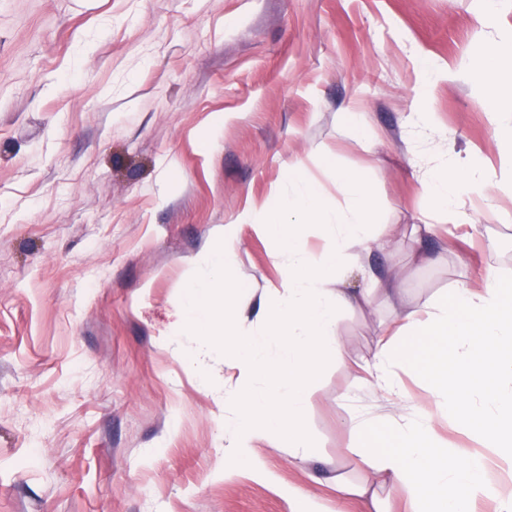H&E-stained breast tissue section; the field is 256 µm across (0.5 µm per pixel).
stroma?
<instances>
[{"label":"stroma","mask_w":512,"mask_h":512,"mask_svg":"<svg viewBox=\"0 0 512 512\" xmlns=\"http://www.w3.org/2000/svg\"><path fill=\"white\" fill-rule=\"evenodd\" d=\"M494 9L496 23L479 18ZM512 32V0H0V512H371L336 492L356 475L357 413L393 411L350 363L324 362L301 460L258 448L255 480L224 456V351L204 374L182 288L303 164L325 196L336 175L371 187L375 271L424 305L494 272L512 284V198L438 224L419 181L443 155L507 169L479 85L449 73L410 124L422 62L455 64ZM237 276L277 281L274 243L242 231ZM393 313L339 315L351 360ZM233 476H225L227 468Z\"/></svg>","instance_id":"1"}]
</instances>
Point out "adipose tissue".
<instances>
[{
    "instance_id": "ef3b65f1",
    "label": "adipose tissue",
    "mask_w": 512,
    "mask_h": 512,
    "mask_svg": "<svg viewBox=\"0 0 512 512\" xmlns=\"http://www.w3.org/2000/svg\"><path fill=\"white\" fill-rule=\"evenodd\" d=\"M490 103L489 118L504 142L512 144V38L483 44L464 64ZM490 179L474 170L461 175L445 158L440 175L421 181L422 192L454 220L464 217L460 196H487ZM336 190L346 204L330 207L320 186L303 176L299 164L288 167V185L242 224L224 228V250L211 260L224 302L222 315L190 299L206 323L200 351L222 346L230 352L233 386L224 392V455L244 464L259 480L270 473L255 450L259 445L285 448L298 458L311 454L304 416L312 386L325 361L347 362L339 338L338 315L374 301L393 303L401 291L393 278L376 274L361 258L372 241L388 233L371 221V189L354 172L336 175ZM275 241L279 269L276 283L241 287L234 272L242 229ZM319 231L324 245L314 250L309 237ZM359 265L365 288H345L351 265ZM275 298L276 306L260 329H242L251 307ZM425 375L436 412L383 427L382 444L366 438L369 421L354 419L358 439L357 479L337 475L336 489L384 512L382 491L402 492L403 512H473L481 498H492L494 512H512V493H494L486 479L490 462L512 476V290L495 274L484 285H459L451 295L401 311L386 325L370 358L359 368L368 382L396 400L401 392L395 367ZM450 418L460 431L492 449L494 458L462 452L438 433L436 418Z\"/></svg>"
}]
</instances>
